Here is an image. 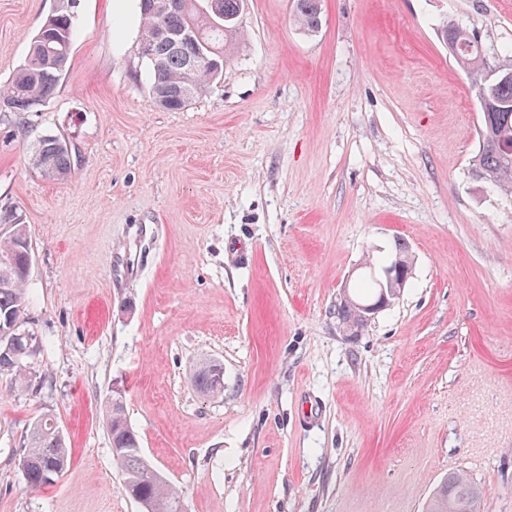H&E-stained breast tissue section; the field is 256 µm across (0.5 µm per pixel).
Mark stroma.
I'll return each instance as SVG.
<instances>
[{
  "label": "stroma",
  "instance_id": "1",
  "mask_svg": "<svg viewBox=\"0 0 512 512\" xmlns=\"http://www.w3.org/2000/svg\"><path fill=\"white\" fill-rule=\"evenodd\" d=\"M59 0H0V86ZM55 94L0 112V212L27 224L28 390L0 372V512H141L112 461L121 392L184 512H424L467 473L512 512V194L472 174L479 103L440 29L498 50L512 0H247L245 39L186 108L160 109L138 0H76ZM76 155L33 163L40 137ZM412 273L355 331L337 308L369 254ZM224 390L201 393L204 362ZM49 416L69 469L26 486ZM293 16L303 31L315 32L321 25V0H293ZM35 163L48 176L65 177L74 166L72 148L61 137L45 135L37 144Z\"/></svg>",
  "mask_w": 512,
  "mask_h": 512
}]
</instances>
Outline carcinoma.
<instances>
[{
    "label": "carcinoma",
    "instance_id": "carcinoma-1",
    "mask_svg": "<svg viewBox=\"0 0 512 512\" xmlns=\"http://www.w3.org/2000/svg\"><path fill=\"white\" fill-rule=\"evenodd\" d=\"M224 16L199 13L195 0H140L141 41L150 44L142 54L151 69V91L166 111L187 107L223 76L224 66L237 52L243 38L238 23L244 0H221ZM321 0H293V16L299 27L314 32L321 25ZM448 50L468 72L480 106L482 145L474 157L472 174L502 191L512 190V152L501 147L512 140V79L486 78L487 70L512 73V45L489 55L478 33L455 23L442 26ZM75 37L71 0L46 19L32 43L25 64L0 88V106L25 112L51 98L68 64ZM36 165L48 176L61 178L74 166L72 148L65 139L43 136L36 147ZM0 371L14 374L15 392L28 388L26 370L15 363L14 350L34 348L33 337L21 332L27 265L32 253L27 226L11 211L0 214ZM412 266L409 246L394 242L388 260L368 259L360 275L361 285L346 295L337 317L349 329L360 327V306L379 300L382 273L395 258ZM195 383L203 393L224 390V378L211 365L202 366ZM106 423L125 494L142 512H183L179 491L142 455L137 433L128 423L123 397L112 395L106 405ZM69 466L63 436L51 422L36 421L23 443L22 469L29 489L39 490ZM482 489L467 476L451 472L433 494L427 512H480Z\"/></svg>",
    "mask_w": 512,
    "mask_h": 512
}]
</instances>
